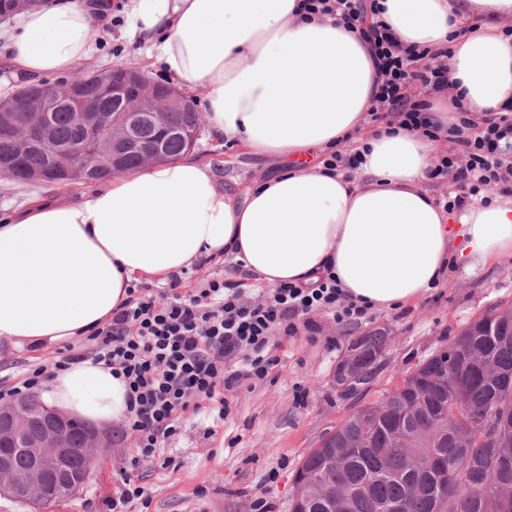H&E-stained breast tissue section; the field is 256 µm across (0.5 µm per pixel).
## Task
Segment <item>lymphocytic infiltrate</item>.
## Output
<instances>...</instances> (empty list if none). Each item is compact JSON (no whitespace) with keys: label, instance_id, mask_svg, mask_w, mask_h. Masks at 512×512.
<instances>
[{"label":"lymphocytic infiltrate","instance_id":"f902f5d3","mask_svg":"<svg viewBox=\"0 0 512 512\" xmlns=\"http://www.w3.org/2000/svg\"><path fill=\"white\" fill-rule=\"evenodd\" d=\"M300 11L305 18L334 17L367 44L378 70L375 111L404 129H432L428 97L448 82L447 52L402 43L380 20L379 0H300ZM413 85L419 88L414 96L408 92ZM448 134L452 154L428 172L432 179L452 176L462 188L445 201V211L463 208L490 186L512 192V162L503 157L512 149L511 111L478 122L460 114ZM179 287V278H171L160 299L149 286L133 285L111 319L93 332L94 360L127 383L126 423L147 457L199 401L220 403L225 392L263 381L275 364V337L318 332L315 318L323 312L349 323L366 315L365 306L344 298L330 273L307 285L268 289L257 301L231 280L210 279L189 294Z\"/></svg>","mask_w":512,"mask_h":512}]
</instances>
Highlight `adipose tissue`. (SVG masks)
<instances>
[{"mask_svg":"<svg viewBox=\"0 0 512 512\" xmlns=\"http://www.w3.org/2000/svg\"><path fill=\"white\" fill-rule=\"evenodd\" d=\"M397 37L452 52L432 118L449 102L484 114L512 103V0H382ZM297 0H127L132 29L177 82L202 88L216 139L281 168L244 196L211 165L170 160L131 169L80 199L0 220V338L51 346L89 335L140 281L166 283L225 259L258 283H307L330 271L348 300L411 304L463 269L512 256V195L449 218L424 186L441 149L420 132L369 125L374 66L366 44L330 17L300 19ZM97 27L84 0L27 12L6 50L15 75L71 71ZM365 151L347 178L310 152ZM45 403L96 425L124 419L126 385L87 358L60 370Z\"/></svg>","mask_w":512,"mask_h":512,"instance_id":"adipose-tissue-1","label":"adipose tissue"}]
</instances>
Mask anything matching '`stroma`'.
I'll use <instances>...</instances> for the list:
<instances>
[{
	"label": "stroma",
	"mask_w": 512,
	"mask_h": 512,
	"mask_svg": "<svg viewBox=\"0 0 512 512\" xmlns=\"http://www.w3.org/2000/svg\"><path fill=\"white\" fill-rule=\"evenodd\" d=\"M128 64L156 80L168 79L151 58L149 44L131 33L126 16L105 20L82 68ZM192 156L212 164L222 189L239 194L272 168L241 156L237 147L214 139L205 127ZM88 191L81 183L53 187L0 178V217L36 201H68ZM509 305L512 260L505 258L481 272L454 271L416 304L371 309L358 323L320 314L319 332L279 337L273 351L276 364L263 382L228 394L225 412L206 401L188 410L178 431L154 456L142 457L135 434L124 423H114L112 450L95 464L90 483L43 512H109L127 478L144 490L130 512H254L258 502L271 512H288L293 474L326 432L382 400L459 330L490 309ZM373 331L392 336L384 363L361 394L344 395L336 383L338 363L354 338ZM92 347L85 339L48 350L17 349L0 339V388H11L38 366H53L70 351Z\"/></svg>",
	"instance_id": "stroma-1"
}]
</instances>
